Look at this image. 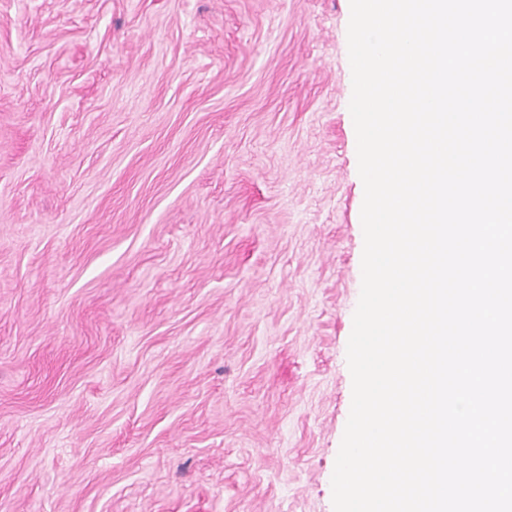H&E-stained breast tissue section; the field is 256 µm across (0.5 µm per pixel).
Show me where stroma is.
<instances>
[{"label": "stroma", "mask_w": 512, "mask_h": 512, "mask_svg": "<svg viewBox=\"0 0 512 512\" xmlns=\"http://www.w3.org/2000/svg\"><path fill=\"white\" fill-rule=\"evenodd\" d=\"M349 18L0 0V512H333Z\"/></svg>", "instance_id": "obj_1"}]
</instances>
